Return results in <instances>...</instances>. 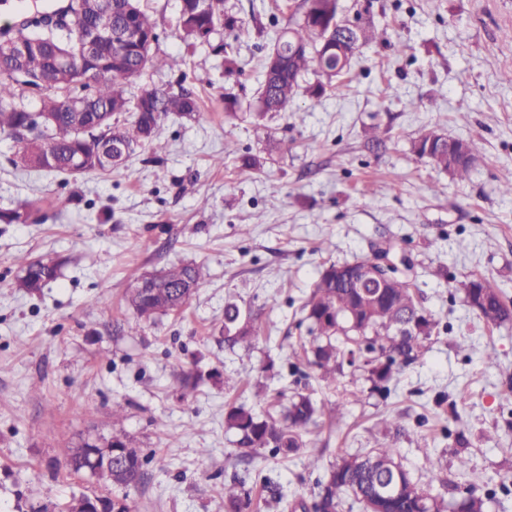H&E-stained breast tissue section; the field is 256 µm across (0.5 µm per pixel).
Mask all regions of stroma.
I'll list each match as a JSON object with an SVG mask.
<instances>
[{"instance_id": "obj_1", "label": "stroma", "mask_w": 512, "mask_h": 512, "mask_svg": "<svg viewBox=\"0 0 512 512\" xmlns=\"http://www.w3.org/2000/svg\"><path fill=\"white\" fill-rule=\"evenodd\" d=\"M142 3L160 34L156 52L180 64L143 70L131 90L184 85L200 97L194 119L164 123L160 162L139 151L109 177L37 172L13 165L0 133V209L26 203L40 217L0 224V512H68L84 494L126 500L131 512H224V484L237 474L251 487L266 475L282 487L278 502L254 494L249 512H291L312 503L341 456L387 446L413 475L440 469L488 499V512H512V325L477 318L459 290L480 275L512 303V197L500 192L512 181V0H340L344 18H372L384 39L360 49L319 106L305 92L317 74L301 77L288 111L265 122L281 150L252 173L238 158L264 147L248 110L272 45L257 28L299 22L302 0H224L245 32L220 26L195 46L178 30L179 0ZM228 52L243 65L230 76ZM228 95L237 117L225 113ZM374 124L377 146L367 142ZM434 127L480 142L468 180L414 155L413 140ZM383 242L411 259L421 302L439 321L386 395L350 369L339 385L323 381L299 325L323 265ZM23 256L60 261L57 280L36 295L17 288ZM181 260L209 270L189 304L129 331L132 273ZM229 299L258 318L252 347L224 342ZM270 359L273 374L263 370ZM195 367L218 369L222 384L180 396L174 374ZM297 392L325 407L304 434L322 452L318 468L266 450L242 464L225 405L264 411ZM116 428L147 456L144 483L73 473L65 449ZM460 431L472 442L463 472Z\"/></svg>"}]
</instances>
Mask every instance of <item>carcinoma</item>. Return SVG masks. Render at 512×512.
<instances>
[{
	"label": "carcinoma",
	"instance_id": "carcinoma-1",
	"mask_svg": "<svg viewBox=\"0 0 512 512\" xmlns=\"http://www.w3.org/2000/svg\"><path fill=\"white\" fill-rule=\"evenodd\" d=\"M130 23L140 33L138 60L135 66L114 65L110 60L126 50L122 44L107 42L98 59L109 62L105 73L87 81L89 60L84 52L86 26L91 24L92 10L83 3V11L70 8L74 19L68 23L52 21L42 11L26 12L16 26L0 30L16 43L35 44L37 53H30L16 65L0 68V132L13 140L16 162L24 167L71 176L86 173L112 175L120 171L126 158L137 149L149 146L154 153L165 151L161 140L163 123L174 114L183 119L195 118L199 103L195 92L184 86L178 89L143 86L138 93L128 94L127 85L146 67L173 68L180 61L159 57L154 46L159 41L157 26L141 7V0H122ZM303 19L276 35L261 71L256 111L250 113L256 128L274 113L285 112L300 90L299 76L314 70L332 80L351 65L355 52L362 45L383 39L385 30L372 22L364 23L354 33V42L340 39L345 30L339 18L340 0H303ZM235 31L243 23L224 14V0H209L208 8L198 10L197 0H180L178 27L184 39L207 43L219 23ZM28 87L41 92L39 112L52 116L55 123L43 128L31 120V112L22 100L19 89ZM61 89L70 93L62 97ZM86 104L80 128L73 127V113L67 102ZM129 112L132 120L120 122L117 116ZM102 146L114 143L127 147L126 157L112 162L104 153L94 159L85 157L87 142ZM413 153L425 163L459 181L469 177L479 161L482 148L472 139L450 138L438 129H431L412 143ZM32 210L28 206L0 209V223L27 224ZM380 258L376 248L371 254L352 262L332 263L320 273L315 287L302 306L308 333L314 336L312 358L307 364L317 368L323 378L336 382L343 365L368 373L373 383H387L402 368L415 363L426 350L439 321L421 304L417 288L409 277L394 265L388 268L385 287L361 290L353 277ZM23 276L18 287L30 292L55 281L59 262L20 258ZM163 287L140 291L130 287L125 302L135 323L129 330L155 322L161 315L177 313L190 301L208 276L202 263L182 262L161 269ZM469 309L486 323L506 327L512 324V310L507 307L500 289L484 278L473 277L461 283ZM256 319L244 313L238 304L224 305V341L229 345L250 347L259 336ZM222 382V374L211 369L181 371L174 375L176 389L185 395L202 380ZM324 414L309 395L295 394L283 412H256L244 405L229 404L224 409V426L237 436L241 448H268L272 454L287 458L308 447L303 431L317 424ZM112 453L126 454L125 468L120 472L98 476L119 486H135L145 477L147 459L131 446L126 434L113 432L109 437ZM104 455V449L86 441L67 449L71 470L80 472L82 462L90 453ZM398 450L378 448L366 454L343 457L318 483L315 495L320 512H339L344 496L351 495L363 512H486L482 498L458 497L451 502L436 489L444 485L430 471L414 478L395 461ZM250 493L237 478L224 485V512H247Z\"/></svg>",
	"mask_w": 512,
	"mask_h": 512
}]
</instances>
